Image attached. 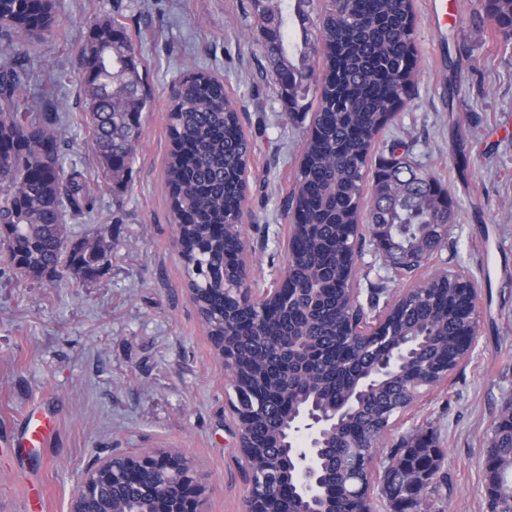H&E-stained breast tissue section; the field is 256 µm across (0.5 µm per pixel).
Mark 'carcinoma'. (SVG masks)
Segmentation results:
<instances>
[{"instance_id": "obj_1", "label": "carcinoma", "mask_w": 512, "mask_h": 512, "mask_svg": "<svg viewBox=\"0 0 512 512\" xmlns=\"http://www.w3.org/2000/svg\"><path fill=\"white\" fill-rule=\"evenodd\" d=\"M264 34V56L283 110L309 111L318 98L311 131L287 197L292 215L288 280L297 291L288 301L242 304L238 254L244 243L236 226L246 199L252 145L241 124V106L224 82L204 69L183 75L167 108L166 203L180 236L186 288L214 347L236 351L238 371L230 385L248 427L245 461L255 473H280L273 506L300 512L293 478L279 459L289 411L276 401L293 390L292 406L337 409L356 396L320 450L321 505L327 512H372L359 486L368 483L366 462L376 458L394 418L429 384L454 369L467 350L477 318L470 291L453 271L396 296L380 339L348 342L355 318L354 282L364 238L362 209L377 248L409 274L412 261L439 249L455 222L453 201L432 174L413 166L394 140L389 156L371 166L379 134L393 122L412 89L417 58L411 0H325L318 34L302 28L288 41L292 14L308 18L313 0H251ZM499 42L512 44V0H486ZM55 0H0V149L17 159L0 178V230L7 232L8 266L22 279L67 271L83 281L99 278L109 263L111 240L103 234L63 247L66 215L95 210L84 174L60 161L61 105L47 100L38 112L31 88L30 48L54 34ZM322 60L317 75L311 59ZM135 43L109 16L94 24L77 56L80 94L105 178L126 183L139 145L142 114L150 94ZM404 336L416 340L411 363L364 387L371 367ZM410 473L404 486L385 471L382 495L393 512H421L419 490L445 484L444 453L433 435L418 431L393 453ZM489 512H512V418L503 409L492 426L482 463ZM149 492L126 490L115 507L134 510L152 501Z\"/></svg>"}]
</instances>
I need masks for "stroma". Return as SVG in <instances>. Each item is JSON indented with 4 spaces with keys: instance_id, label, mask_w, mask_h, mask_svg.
<instances>
[{
    "instance_id": "35a3bbf8",
    "label": "stroma",
    "mask_w": 512,
    "mask_h": 512,
    "mask_svg": "<svg viewBox=\"0 0 512 512\" xmlns=\"http://www.w3.org/2000/svg\"><path fill=\"white\" fill-rule=\"evenodd\" d=\"M433 0H413L417 72L392 139L433 173L455 201L457 221L424 274L463 272L477 285L479 328L451 385L436 390L390 432L376 458L388 464L401 436L431 432L445 457L447 486L429 494L430 512H488L482 460L491 427L512 403V46L479 35L482 0H448L436 24ZM65 40L32 54L33 78L68 102L63 165L83 171L93 213L68 220L69 237H112L111 263L96 281L70 274L20 280L0 265V512H69L95 458L141 448H176L208 486L207 512H243L245 482L226 392L229 381L185 287L164 184L171 87L187 66L224 81L243 107L253 154L242 230L250 284L263 288L285 266L289 194L311 115L288 119L262 64L261 38L248 0H55ZM126 23L153 101L126 185L104 181L79 98L73 61L95 22ZM391 276L364 240L357 286L369 298L412 287ZM40 409L54 424L45 447L15 446L25 416Z\"/></svg>"
}]
</instances>
